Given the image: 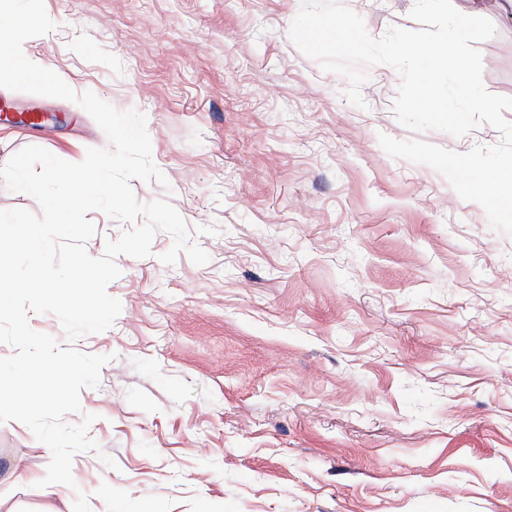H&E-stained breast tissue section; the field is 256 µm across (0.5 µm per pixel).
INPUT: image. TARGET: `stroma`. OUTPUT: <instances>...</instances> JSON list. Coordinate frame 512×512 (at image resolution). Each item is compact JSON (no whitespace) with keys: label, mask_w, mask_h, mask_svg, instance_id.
Here are the masks:
<instances>
[{"label":"stroma","mask_w":512,"mask_h":512,"mask_svg":"<svg viewBox=\"0 0 512 512\" xmlns=\"http://www.w3.org/2000/svg\"><path fill=\"white\" fill-rule=\"evenodd\" d=\"M368 33L415 28V0H341ZM302 0H45L55 27L24 44L76 93L145 115L168 200L210 257L120 255L122 311L68 340L107 356L80 392L97 449L74 486L43 485L50 449L0 423V512H512V237L432 167L390 157L409 139L401 78L345 77L289 38ZM483 83L512 98V8H490ZM39 137L0 124V167L27 146L71 163L108 140L71 101L0 88ZM422 140L465 152L482 125ZM110 455L116 468L107 467ZM111 502H104L98 485Z\"/></svg>","instance_id":"35a3bbf8"}]
</instances>
